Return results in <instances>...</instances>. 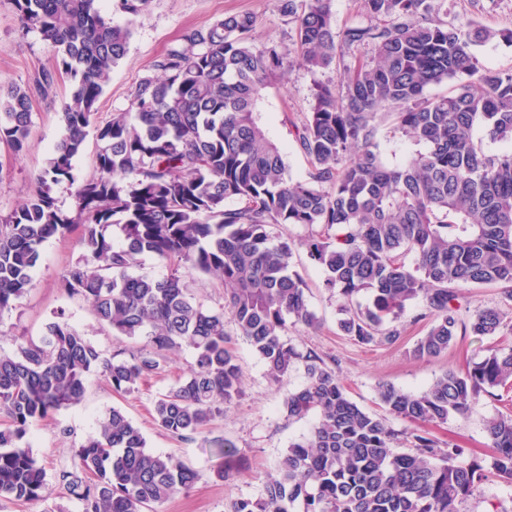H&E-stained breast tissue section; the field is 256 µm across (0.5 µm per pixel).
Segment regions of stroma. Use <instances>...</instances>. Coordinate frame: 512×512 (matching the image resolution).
I'll use <instances>...</instances> for the list:
<instances>
[{
    "instance_id": "stroma-1",
    "label": "stroma",
    "mask_w": 512,
    "mask_h": 512,
    "mask_svg": "<svg viewBox=\"0 0 512 512\" xmlns=\"http://www.w3.org/2000/svg\"><path fill=\"white\" fill-rule=\"evenodd\" d=\"M98 6L113 23L131 24L133 30L128 53L113 69L96 104L101 121L129 108L136 83L151 74L155 59L176 43L185 28L204 26L230 14L248 13L255 20L251 32L254 44L275 41L289 48L295 40V19L281 12L279 0H151L148 9L134 19L116 11L113 0H98ZM448 19L459 25L476 22L495 31V39L477 47L476 55L486 67L512 70V43L503 38L504 33L512 31V0H448ZM54 66L51 49L36 33L22 29L12 0H0V82L24 83ZM339 77L336 69L311 73L296 66L285 82L275 83L264 92L262 119L271 138L284 148L292 178H307L311 169L308 158L296 146L295 127L310 110L316 84ZM68 90V79L60 75L50 97L35 99L28 147L22 156H13L0 144L1 216L8 215L32 194L35 176L63 134L58 114ZM83 252L76 229L43 245L33 289L14 309L0 314V349L10 351L16 341L40 336L45 324L60 312L106 354L140 348V341L112 335L102 328L88 302L60 289L61 273ZM293 266L307 283L306 295L316 324L311 328L288 326L285 335L299 349H314L327 362L335 363L350 397L364 409L378 410L379 383L419 392L445 370L466 369L484 354L485 341L468 334L458 336L455 344L436 358H414L412 349L428 328L427 321H415L419 311L415 305L399 319L402 335L395 344H359L343 335L337 326L340 301L324 288L322 268L301 250L295 252ZM226 329L232 334L231 347L242 372L241 392L225 405L223 415L203 427L194 440L173 437L153 419L155 399L189 370L193 362L189 349L169 354L159 373L129 394L113 393L100 373H92L87 377L80 404L29 428L26 440L46 470L48 494L27 503L2 501L0 512H80L79 501L64 487L60 475L65 470H78L79 446L115 407L122 408L141 429L151 451L172 455L199 473L190 490L173 496L159 506L158 512H230L236 499L258 496L293 439L311 426L307 419L289 420L281 410L289 391L303 383L304 372L299 369L283 383H271L263 361L243 338L235 335L234 324H227ZM494 413L493 402L483 398L468 414L450 417L433 432L441 442L481 455L486 451L484 424ZM215 438L229 441L238 450L241 469L232 482L215 475L219 461L210 447Z\"/></svg>"
}]
</instances>
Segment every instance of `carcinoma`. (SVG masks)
<instances>
[{
    "label": "carcinoma",
    "mask_w": 512,
    "mask_h": 512,
    "mask_svg": "<svg viewBox=\"0 0 512 512\" xmlns=\"http://www.w3.org/2000/svg\"><path fill=\"white\" fill-rule=\"evenodd\" d=\"M97 0H14L23 29L52 48L56 71L24 85H0V144L26 151L33 97H47L55 74L72 80L60 121L64 132L37 177L33 195L0 218V314L33 287L42 245L81 228L85 254L69 265L60 288L91 304L114 336L146 345L108 357L64 314L42 335L0 352V500L45 497V469L25 441L37 420L79 404L87 376L99 372L115 392L151 378L167 354L193 351L187 376L154 401L158 426L192 440L239 393L240 367L228 347L225 316L259 355L274 383L303 367L306 382L288 393V418L314 417L295 439L257 498L231 512H460L490 480L512 484V411L485 424L492 453L462 460L426 426L467 413L480 398L508 401L512 327L496 307L460 319L473 286H505L512 302V149L485 150L475 129L512 144V71L484 68L474 47L497 33L431 16L427 0H362L365 24L336 30L331 0H281L294 16L295 56L275 42L256 46L253 17L231 14L188 28L136 84L131 106L98 122L96 104L112 69L126 56L130 25H116ZM150 0H114L140 15ZM361 49L339 82L316 85L297 147L311 161L306 180L288 174L283 150L259 110L263 91L294 65L316 73ZM452 84L446 95L430 88ZM393 132L423 149L389 166L376 135ZM102 147L94 173L62 211L52 188L73 181V160L89 128ZM235 201L233 208L227 202ZM308 234L278 241L273 228ZM301 248L325 272L324 288L342 300L340 330L362 345L393 344L391 322L413 303L429 321L413 349L437 357L458 331L495 342L466 371L450 369L421 392L378 386L385 414L359 407L336 370L313 349L284 337L287 325L312 327L302 276L292 258ZM172 267L161 279L131 272L137 257ZM224 284L225 310L196 300L188 277ZM364 293L361 308L354 298ZM408 423L388 425L387 416ZM80 471L62 481L82 512H144L190 489L198 474L157 454L132 421L112 409L78 450Z\"/></svg>",
    "instance_id": "obj_1"
}]
</instances>
